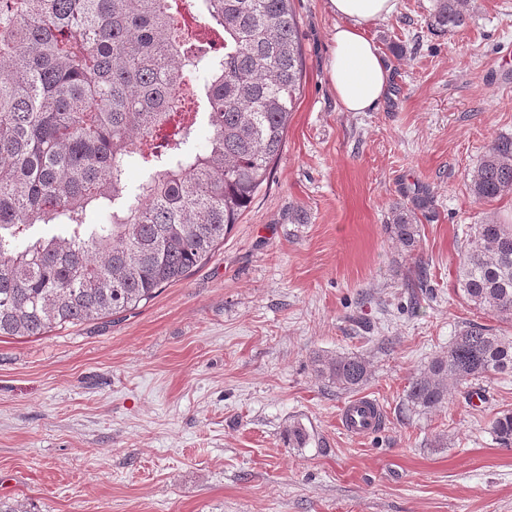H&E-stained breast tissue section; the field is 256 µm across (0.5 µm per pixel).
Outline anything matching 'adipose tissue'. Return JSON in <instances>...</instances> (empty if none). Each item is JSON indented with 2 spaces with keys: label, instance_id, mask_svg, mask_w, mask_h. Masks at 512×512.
Returning a JSON list of instances; mask_svg holds the SVG:
<instances>
[{
  "label": "adipose tissue",
  "instance_id": "ef3b65f1",
  "mask_svg": "<svg viewBox=\"0 0 512 512\" xmlns=\"http://www.w3.org/2000/svg\"><path fill=\"white\" fill-rule=\"evenodd\" d=\"M398 0H328L338 20L329 68L336 100L343 111L369 112L384 98L390 69L376 44L366 36L370 23L392 15Z\"/></svg>",
  "mask_w": 512,
  "mask_h": 512
}]
</instances>
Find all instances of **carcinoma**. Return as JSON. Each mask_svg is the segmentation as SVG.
Returning <instances> with one entry per match:
<instances>
[{"mask_svg": "<svg viewBox=\"0 0 512 512\" xmlns=\"http://www.w3.org/2000/svg\"><path fill=\"white\" fill-rule=\"evenodd\" d=\"M177 0H0V337L41 336L122 313L181 281L224 242L268 181L302 80L290 0H199L208 38L179 25ZM432 25L465 23L464 0H435ZM204 65L207 149L187 148L197 116L184 111L187 71ZM151 171L135 190L126 169ZM477 201L512 192V139L494 142L469 174ZM107 221L85 227L90 207ZM412 211L386 232L413 250ZM36 224L65 232L23 237ZM458 291L512 325V224H476L465 237ZM339 393L365 386V358L313 357ZM512 372V336L468 322L411 378L404 408L433 413L449 386L486 398L480 381ZM512 448V413L492 422Z\"/></svg>", "mask_w": 512, "mask_h": 512, "instance_id": "obj_1", "label": "carcinoma"}]
</instances>
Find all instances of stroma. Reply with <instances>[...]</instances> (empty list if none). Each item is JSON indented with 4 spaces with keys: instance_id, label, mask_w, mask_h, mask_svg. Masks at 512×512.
I'll list each match as a JSON object with an SVG mask.
<instances>
[{
    "instance_id": "1",
    "label": "stroma",
    "mask_w": 512,
    "mask_h": 512,
    "mask_svg": "<svg viewBox=\"0 0 512 512\" xmlns=\"http://www.w3.org/2000/svg\"><path fill=\"white\" fill-rule=\"evenodd\" d=\"M432 6L398 0L367 26L389 87L345 112L328 70L337 20L326 0H292L298 101L223 244L135 310L0 337V498L36 512H512V448L491 432L512 374L483 403L456 388L437 414L400 410L463 323L497 326L457 296L458 256L468 225L512 224V193L478 202L467 186L512 139V0H467L446 32ZM396 208L415 215L414 251L388 238ZM351 352L384 412L362 438L339 426L351 394L312 366Z\"/></svg>"
}]
</instances>
